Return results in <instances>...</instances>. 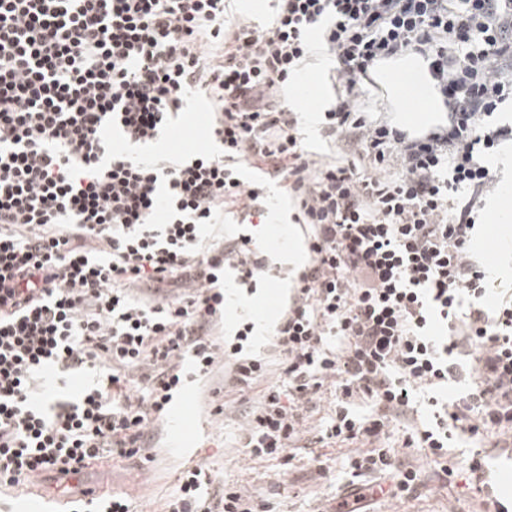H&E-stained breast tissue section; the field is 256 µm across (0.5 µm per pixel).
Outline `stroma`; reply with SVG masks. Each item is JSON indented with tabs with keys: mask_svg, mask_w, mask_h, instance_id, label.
<instances>
[{
	"mask_svg": "<svg viewBox=\"0 0 512 512\" xmlns=\"http://www.w3.org/2000/svg\"><path fill=\"white\" fill-rule=\"evenodd\" d=\"M298 94L294 107L302 113L313 112L305 122L303 135L308 151L318 160L331 162L333 147L321 136L323 109L333 100L327 68L307 66L303 77L296 80ZM209 116L200 99H192L186 112L180 114L175 128L154 147L166 154L207 153L215 145L207 134ZM247 182L260 181L265 185L269 210L256 220L255 245L268 254L272 269L287 271L303 266L309 259L305 247L282 245L287 225L293 224L295 210L286 197L282 182L270 180L249 165L242 168ZM512 228V219L496 224L489 208L480 211V223L473 245L484 261L498 275L503 286L512 285V239H505L502 227ZM283 281L274 279L259 283L255 293L231 301L216 334L233 333L236 326L250 322L254 325L255 353L271 359L270 378L282 372L280 357L274 356L271 334L279 317ZM262 390L261 384L237 390L224 385L223 369L206 376H190L181 391L186 400L182 411H171L161 439L151 460L115 459L107 466L91 469L90 479L102 489L126 495L135 512H163L167 499L178 489L179 477L187 465L184 450L192 448L197 465L202 466L210 480L211 489L237 484L247 489L258 501L269 503L271 512H317L325 502L343 498L352 481L346 463L354 452L351 443H314L310 448L293 450L290 460L251 457L238 441L241 435L244 409L254 405ZM398 455L408 456L422 471L423 484L412 495L398 500H380L371 505V512H480L483 494L465 482L456 487L434 475L435 467L417 449L400 447L397 438H390ZM324 464L328 473L318 477L317 464Z\"/></svg>",
	"mask_w": 512,
	"mask_h": 512,
	"instance_id": "obj_1",
	"label": "stroma"
}]
</instances>
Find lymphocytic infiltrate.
<instances>
[{
    "mask_svg": "<svg viewBox=\"0 0 512 512\" xmlns=\"http://www.w3.org/2000/svg\"><path fill=\"white\" fill-rule=\"evenodd\" d=\"M224 10L0 0V488L151 459L184 361L223 367L228 386L265 378L253 325L213 334L225 268L238 295L262 263L245 236L203 245L225 209L263 212L246 162L282 180L310 254L274 328L283 374L244 415L250 456L296 449L330 387L325 439L371 445L349 456L365 483L337 512L419 487L386 445L393 426L439 479L465 469L483 512H512L487 490L483 453L448 456L462 434L512 447V294L498 295L472 246L495 182L488 152L512 139L484 121L512 97V68L498 66L512 57V0H279L262 30ZM317 44L335 61L322 129L342 166L314 159L278 96ZM407 54L427 62L448 112L419 136L357 107L378 65ZM192 94L210 105L215 151L144 157ZM78 368L96 375L79 395L39 383ZM206 478L184 470L166 512H260L239 489L204 492Z\"/></svg>",
    "mask_w": 512,
    "mask_h": 512,
    "instance_id": "1",
    "label": "lymphocytic infiltrate"
}]
</instances>
